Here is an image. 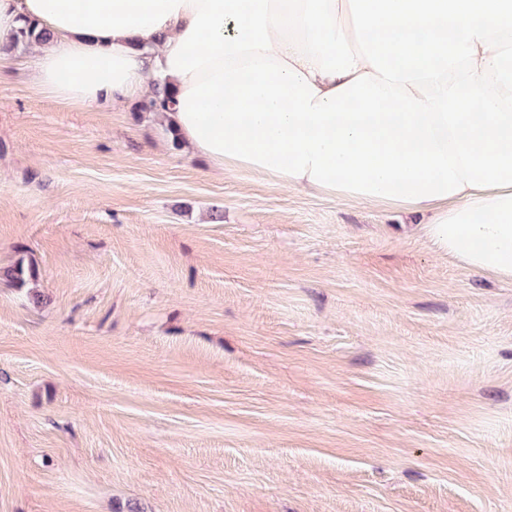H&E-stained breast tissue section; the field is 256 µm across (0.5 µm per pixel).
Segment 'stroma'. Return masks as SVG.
Wrapping results in <instances>:
<instances>
[{
  "label": "stroma",
  "instance_id": "35a3bbf8",
  "mask_svg": "<svg viewBox=\"0 0 512 512\" xmlns=\"http://www.w3.org/2000/svg\"><path fill=\"white\" fill-rule=\"evenodd\" d=\"M417 221L0 70V512H512V282Z\"/></svg>",
  "mask_w": 512,
  "mask_h": 512
}]
</instances>
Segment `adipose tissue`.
Segmentation results:
<instances>
[{
    "label": "adipose tissue",
    "mask_w": 512,
    "mask_h": 512,
    "mask_svg": "<svg viewBox=\"0 0 512 512\" xmlns=\"http://www.w3.org/2000/svg\"><path fill=\"white\" fill-rule=\"evenodd\" d=\"M65 103L169 89L181 149L347 204L426 214V238L512 281V0H0Z\"/></svg>",
    "instance_id": "obj_1"
}]
</instances>
